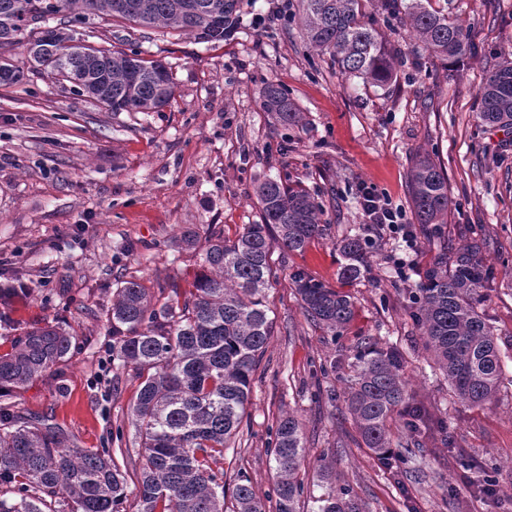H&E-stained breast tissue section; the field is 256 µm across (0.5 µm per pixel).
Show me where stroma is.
<instances>
[{"mask_svg": "<svg viewBox=\"0 0 512 512\" xmlns=\"http://www.w3.org/2000/svg\"><path fill=\"white\" fill-rule=\"evenodd\" d=\"M467 26L472 52L460 65L429 56L409 29L392 21L385 35L405 61L396 82L380 87L348 76L272 17L276 0H242L223 41L198 43L163 29L114 25L96 17L75 24L78 43L135 46L162 60L174 86L158 112H115L69 84L28 74L0 85V284L25 281L27 293L0 302V353L34 323L62 325L73 337L57 371L5 397L18 413L51 417L82 448L138 445L129 417L138 381L112 363L107 321L119 279H134L163 303L171 285L192 287L207 231L234 236L260 221L256 190L269 178L301 183L324 204L325 230L304 252L275 247L279 278L268 292L273 334L253 374L242 428L218 466L226 488L247 475L266 498L275 462L267 443L286 413L301 422L305 458L297 477L320 494L319 464L333 457L337 485L351 486L368 512H512V144L506 132L477 128L479 89L496 56L512 51V0H431ZM286 89L302 124L273 125L261 106L268 83ZM430 156L448 179L443 238L417 237V254L398 238L377 242L370 271L345 285L356 315L342 336L310 324L288 274L304 270L336 284L344 236L362 232L358 187L372 184L413 222L409 171ZM195 249L182 250L184 232ZM485 238L493 277L482 309L506 356L495 403H455L418 342L405 312L408 288L395 261L427 268L442 244L469 233ZM372 336L397 346L405 377L429 420L444 419L457 438L448 452L427 429L419 479H401L363 444L343 400L356 347ZM328 375L314 382L312 364ZM467 457L471 468L460 466ZM495 465V495L479 491L481 466Z\"/></svg>", "mask_w": 512, "mask_h": 512, "instance_id": "obj_1", "label": "stroma"}]
</instances>
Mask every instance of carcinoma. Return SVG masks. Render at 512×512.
Wrapping results in <instances>:
<instances>
[{
	"mask_svg": "<svg viewBox=\"0 0 512 512\" xmlns=\"http://www.w3.org/2000/svg\"><path fill=\"white\" fill-rule=\"evenodd\" d=\"M241 0H0V49L20 42L29 20L58 15L78 21L89 15L144 28L168 29L218 42L238 20ZM300 30L309 44L329 55L342 73L377 86L389 84L402 65L379 25L406 18L411 32L432 55L454 63L471 53L470 30L434 10L429 0H378L375 12L361 0H300ZM38 51L31 71L73 84L82 95L114 112H156L174 90L166 67L135 50L96 49L74 42L67 24L30 35ZM24 70L0 62V83L19 81ZM263 109L275 125L296 126L301 115L281 86L269 84ZM477 123L512 129V56L488 72L479 94ZM412 231L443 234L448 181L428 157L410 170ZM262 223L245 224L232 238L213 229L200 257L194 288L172 285L161 304L136 280L112 292V359L139 380L129 415L139 448L119 449L123 464L139 474L135 512H224V473L212 464L239 433L252 391V375L273 332L267 290L277 282L274 242L303 251L323 233V208L306 189L269 179L258 186ZM367 241L349 235L338 243L337 279L355 281L368 271ZM489 279L481 245L466 241L454 259L441 257L424 272L422 287L409 293L407 312L422 346L456 400L479 408L494 400L503 360L494 329L481 307ZM291 280L307 319L339 336L351 324L350 296L301 270ZM0 354V395L23 388L66 361L72 337L56 326L33 325ZM357 369L343 390L358 433L388 469L415 460L420 451V406L412 399L401 352L365 337L356 347ZM403 411L407 433L392 443L387 422ZM305 445L299 420L279 419L268 452L276 464L274 495L257 498L242 475L232 489L233 512H301L304 485L296 477ZM109 448L84 449L50 419L0 407V512H126L125 473ZM333 461L320 471L327 484L312 512H367L352 489L333 485Z\"/></svg>",
	"mask_w": 512,
	"mask_h": 512,
	"instance_id": "obj_1",
	"label": "carcinoma"
}]
</instances>
